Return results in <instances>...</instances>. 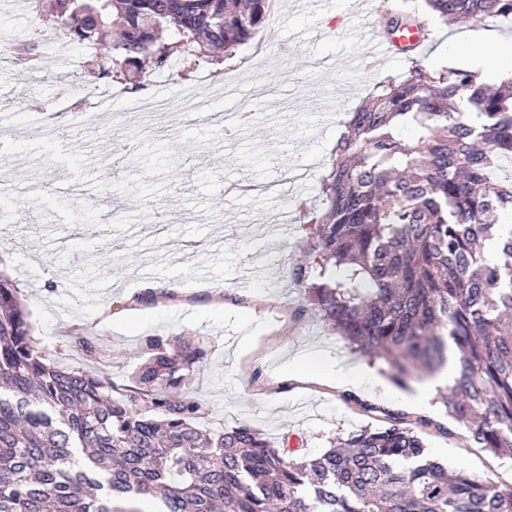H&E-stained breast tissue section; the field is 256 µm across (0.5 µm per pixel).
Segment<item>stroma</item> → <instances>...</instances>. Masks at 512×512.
I'll return each instance as SVG.
<instances>
[{
	"label": "stroma",
	"instance_id": "stroma-1",
	"mask_svg": "<svg viewBox=\"0 0 512 512\" xmlns=\"http://www.w3.org/2000/svg\"><path fill=\"white\" fill-rule=\"evenodd\" d=\"M359 0H279L269 26L233 57L202 58L189 70L147 77L130 89L118 79L53 75L57 38L28 0L0 9V39L33 44L26 61L0 70V269L26 306L32 335L52 359L75 365L71 331L83 325L108 354L99 369L123 385L145 336L200 339L211 358L191 383L209 408L201 428L249 425L270 441L289 439L310 457L328 439L381 426L390 411L428 420L430 457L487 481L512 473V458L476 447L452 424L438 395L426 406L382 400L345 385L297 382L287 366L307 356L362 363L305 311L290 278L313 227L296 207L321 216L322 190L345 122L376 82L404 76L407 60L347 71L348 57H370L378 15ZM512 40V20L434 24L420 60H447L459 39ZM238 78L224 112L251 113L224 134L182 107L187 86ZM106 98L109 115L88 109L69 119L65 87ZM115 191L120 209L105 202ZM172 294L156 307L135 303L141 282ZM224 291L214 297V288ZM496 480V479H495Z\"/></svg>",
	"mask_w": 512,
	"mask_h": 512
}]
</instances>
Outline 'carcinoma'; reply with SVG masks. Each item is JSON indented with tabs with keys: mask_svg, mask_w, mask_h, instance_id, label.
<instances>
[{
	"mask_svg": "<svg viewBox=\"0 0 512 512\" xmlns=\"http://www.w3.org/2000/svg\"><path fill=\"white\" fill-rule=\"evenodd\" d=\"M512 16V0H395L388 38L431 21ZM268 0H53L63 53L100 48L93 79L149 74L211 51L232 54L268 25ZM512 76L497 84L417 61L378 82L337 140L307 258L291 280L351 349L405 386L455 369L448 417L512 453ZM49 361L0 274V512H512L502 490L426 457L402 412L333 439L317 457L276 448L248 425L207 433L186 386L211 357L198 341L147 336L113 396L102 351Z\"/></svg>",
	"mask_w": 512,
	"mask_h": 512,
	"instance_id": "obj_1",
	"label": "carcinoma"
}]
</instances>
